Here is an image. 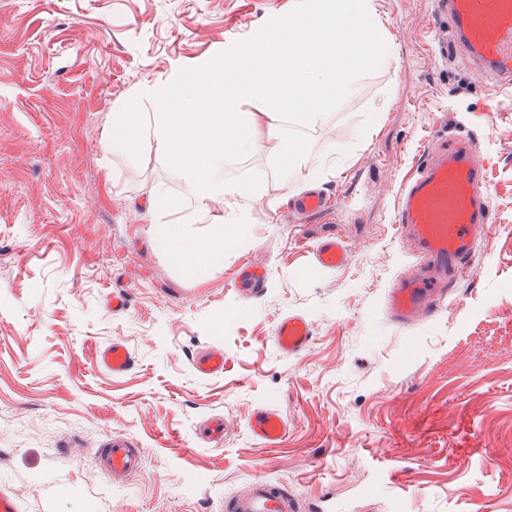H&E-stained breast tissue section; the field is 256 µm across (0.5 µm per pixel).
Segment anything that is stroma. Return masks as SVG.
Wrapping results in <instances>:
<instances>
[{"label":"stroma","mask_w":512,"mask_h":512,"mask_svg":"<svg viewBox=\"0 0 512 512\" xmlns=\"http://www.w3.org/2000/svg\"><path fill=\"white\" fill-rule=\"evenodd\" d=\"M295 3L0 0V484L25 512H221L255 479L349 512H512V103L431 52L430 0H379L386 64L336 102L332 129L307 134L350 146L322 181L295 174L338 207L300 225L289 192L253 202L221 269L173 268L143 211L163 183L177 201L164 222L205 238L223 207L192 214L151 150L132 169L101 147L108 114L144 86L219 63L227 36L255 44ZM441 119L484 158L494 221L447 305L407 331L383 309L407 261L389 219ZM332 234L355 255L327 272L311 249ZM246 260L268 271L248 301L231 286ZM288 314L314 327L291 359L272 339ZM115 339L133 355L120 378L95 360ZM208 344L223 376L192 367ZM262 406L287 423L280 447L247 431ZM216 415L223 443L198 444ZM111 433L145 454L119 486L92 460Z\"/></svg>","instance_id":"1"}]
</instances>
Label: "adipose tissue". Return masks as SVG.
I'll return each instance as SVG.
<instances>
[{"label":"adipose tissue","mask_w":512,"mask_h":512,"mask_svg":"<svg viewBox=\"0 0 512 512\" xmlns=\"http://www.w3.org/2000/svg\"><path fill=\"white\" fill-rule=\"evenodd\" d=\"M383 40L374 0H299L261 44L226 46L216 68L147 87L152 111H140L134 101L113 115L102 148L138 168L144 159L136 140L144 138L155 161L178 176L196 212L220 203L228 223L248 226L254 221L249 202L275 189L294 190L301 168L322 179L346 154V146L333 140L312 150L298 131L325 125L336 99L358 94L359 75L383 63ZM256 154L270 158L267 173L229 176L233 160ZM172 205L164 186L155 185L144 215L158 227L155 250L177 268H221L232 237L219 226L201 241L179 225L161 223Z\"/></svg>","instance_id":"1"}]
</instances>
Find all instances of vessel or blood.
I'll return each instance as SVG.
<instances>
[{"label": "vessel or blood", "instance_id": "vessel-or-blood-1", "mask_svg": "<svg viewBox=\"0 0 512 512\" xmlns=\"http://www.w3.org/2000/svg\"><path fill=\"white\" fill-rule=\"evenodd\" d=\"M431 41L440 57L462 54L472 66L490 76L491 87L512 89V0H432L429 23ZM432 148L421 157L416 172L403 185L394 207L393 221L411 242L418 260L389 288L385 304L392 321L404 329L413 328L446 306L448 290L456 273L475 255L480 227L490 221L489 194L485 167L465 138L448 137L434 130ZM329 196L307 191L293 203L299 219L324 214ZM312 257L324 270H337L352 259L351 250L330 237L314 247ZM264 268L245 262L234 281L236 293L248 298L264 286ZM313 337L311 323L300 314L283 316L273 339L288 358L304 353ZM99 365L120 377L131 368L133 359L121 342L100 348ZM196 373L211 377L224 372V351L208 346L192 359ZM251 436L267 448L277 447L286 433V422L272 408L254 409L248 418ZM144 464V451L124 435L100 441L94 466L117 484L124 483ZM225 512H336L327 500L307 502L288 492L283 483L253 481L241 494L226 497Z\"/></svg>", "mask_w": 512, "mask_h": 512}]
</instances>
